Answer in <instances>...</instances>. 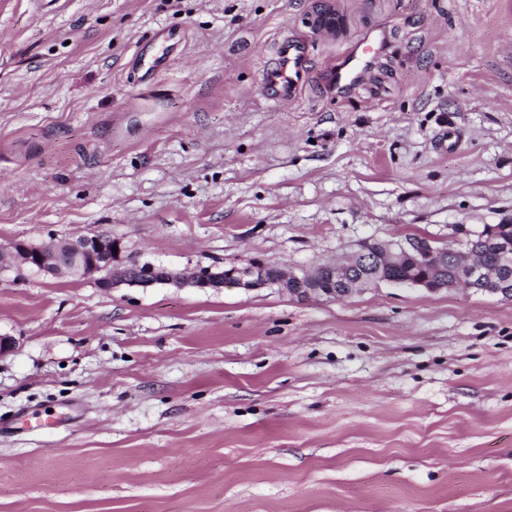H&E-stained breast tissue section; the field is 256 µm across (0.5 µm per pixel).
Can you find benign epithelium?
I'll return each mask as SVG.
<instances>
[{
	"instance_id": "7a95c632",
	"label": "benign epithelium",
	"mask_w": 512,
	"mask_h": 512,
	"mask_svg": "<svg viewBox=\"0 0 512 512\" xmlns=\"http://www.w3.org/2000/svg\"><path fill=\"white\" fill-rule=\"evenodd\" d=\"M119 243L108 234L91 232L75 239L56 243H35L16 241L7 247H0V269L23 271L30 269L46 275H56L63 271L81 273L93 277L101 272L98 286L112 290L121 286L153 288L169 285L175 288H196L199 290H219L227 286L244 289L263 288L268 285L266 269L268 263L251 259L247 264L199 266L186 273L164 265L135 258H123L113 253ZM380 252L384 261L362 258L367 268L365 281L386 283L395 287H414L431 293L461 285L478 292L512 295L507 287V273L512 271V245L505 246L499 253V275L492 273L479 262L462 251L448 250L437 246L433 241L422 237H406L401 240L383 243ZM414 259L434 272H448V282L431 276H404L399 274L402 263ZM330 287L322 286L315 275L307 272H284L280 276L281 290L295 295L326 299L336 298V281L347 276V261L338 260L329 264Z\"/></svg>"
}]
</instances>
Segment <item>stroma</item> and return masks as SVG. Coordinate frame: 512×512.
I'll return each instance as SVG.
<instances>
[{
    "label": "stroma",
    "mask_w": 512,
    "mask_h": 512,
    "mask_svg": "<svg viewBox=\"0 0 512 512\" xmlns=\"http://www.w3.org/2000/svg\"><path fill=\"white\" fill-rule=\"evenodd\" d=\"M286 36L308 76L281 103ZM511 48L512 0H0V245L309 271L512 224ZM1 335L0 512H512V298L23 271ZM307 47L304 42L286 37L278 47L277 66L267 76V86L278 100L293 99L307 78ZM381 39L373 38L365 42L363 47L351 51L336 69L333 68L328 74L330 84L338 88H346L359 79L369 64L382 50Z\"/></svg>",
    "instance_id": "obj_1"
}]
</instances>
